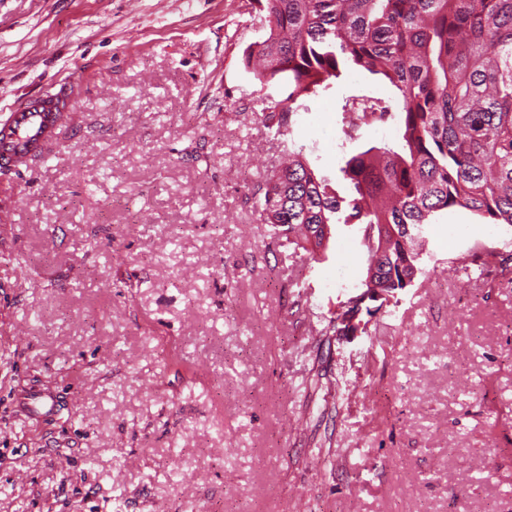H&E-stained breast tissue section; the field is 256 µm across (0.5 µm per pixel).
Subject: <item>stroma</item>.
<instances>
[{"label": "stroma", "instance_id": "35a3bbf8", "mask_svg": "<svg viewBox=\"0 0 512 512\" xmlns=\"http://www.w3.org/2000/svg\"><path fill=\"white\" fill-rule=\"evenodd\" d=\"M249 0H0V114L58 82L75 117L0 171V512H512V227L440 215L423 268L360 329L361 235L271 236L280 161L243 66ZM353 73L298 113L319 173ZM30 385L48 419L16 415Z\"/></svg>", "mask_w": 512, "mask_h": 512}]
</instances>
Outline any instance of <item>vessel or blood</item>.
I'll return each instance as SVG.
<instances>
[{
	"mask_svg": "<svg viewBox=\"0 0 512 512\" xmlns=\"http://www.w3.org/2000/svg\"><path fill=\"white\" fill-rule=\"evenodd\" d=\"M73 102V90L64 83L1 117L0 170L30 169L44 160L68 117L67 105ZM58 406L56 395L36 388L28 389L18 403L21 413L38 417L53 414Z\"/></svg>",
	"mask_w": 512,
	"mask_h": 512,
	"instance_id": "1",
	"label": "vessel or blood"
}]
</instances>
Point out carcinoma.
<instances>
[{"label":"carcinoma","mask_w":512,"mask_h":512,"mask_svg":"<svg viewBox=\"0 0 512 512\" xmlns=\"http://www.w3.org/2000/svg\"><path fill=\"white\" fill-rule=\"evenodd\" d=\"M264 36L243 53L267 96L262 122L282 135L305 100L350 72L388 83L402 103L398 139L348 156L345 193L315 171L305 147L283 142L255 208L275 237L326 257L322 224H354L366 249L363 288L388 302L409 288L425 226L463 208L512 226V0H256ZM343 132L393 118L392 105L343 97Z\"/></svg>","instance_id":"carcinoma-1"}]
</instances>
